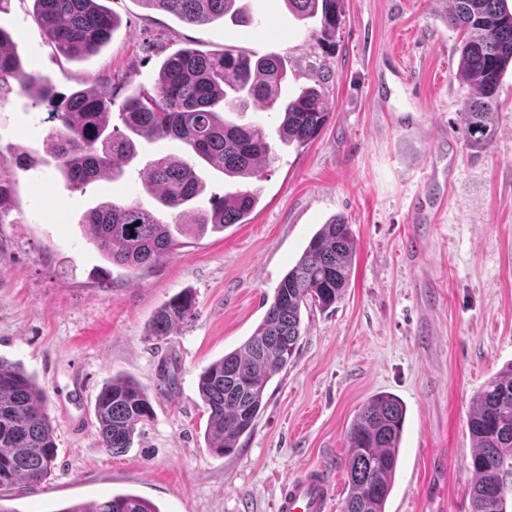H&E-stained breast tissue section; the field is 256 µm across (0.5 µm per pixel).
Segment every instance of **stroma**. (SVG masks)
<instances>
[{
	"label": "stroma",
	"mask_w": 512,
	"mask_h": 512,
	"mask_svg": "<svg viewBox=\"0 0 512 512\" xmlns=\"http://www.w3.org/2000/svg\"><path fill=\"white\" fill-rule=\"evenodd\" d=\"M248 3L259 24L231 27L107 0L122 26L82 62L56 51L30 0L0 13L24 67L61 94L128 72L149 89L173 51L234 46L287 57L296 78L286 97L325 75L331 106L314 141L278 148L255 176L205 172L200 206L238 189L259 193L249 223L185 239L133 273L105 261L78 221L106 199L152 204L145 159L183 157L185 146L145 145L122 179L74 191L45 162L48 106L0 92V184L11 194L0 211V358L45 391L58 447L38 490L0 492L14 512H61L116 493L140 495L160 512H274L282 484L309 466L329 471L332 512H343L346 432L378 393L406 408L385 512L470 510L468 417L477 393L512 363V68L501 80L493 143L472 149L461 129L474 90L456 76L461 34L442 19L445 0H344L326 43L319 18H296L283 0ZM20 148L37 168L16 166ZM442 160L452 163L451 182L427 181ZM334 216L357 242L344 298L303 310L297 350L269 382L255 428L235 454H210L199 373L254 333L281 279ZM185 290L195 297L194 322L151 337L156 309ZM120 373L146 388L153 417L115 455L98 442L94 403ZM168 376L176 388L160 392Z\"/></svg>",
	"instance_id": "35a3bbf8"
}]
</instances>
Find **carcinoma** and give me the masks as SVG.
<instances>
[{
	"label": "carcinoma",
	"mask_w": 512,
	"mask_h": 512,
	"mask_svg": "<svg viewBox=\"0 0 512 512\" xmlns=\"http://www.w3.org/2000/svg\"><path fill=\"white\" fill-rule=\"evenodd\" d=\"M148 8L182 22L203 25L220 19L251 26L253 17L240 0H141ZM300 18L320 17L321 40L336 35L343 0H283ZM506 0H450L444 21L463 31L457 76L476 96L464 101L462 137L468 146L486 148L494 138L493 112L503 72L512 63V10ZM33 18L65 57L97 54L118 27L100 0H33ZM288 60L279 55L257 59L234 48L204 52L182 48L162 61L150 90L139 88L116 103L115 86L128 77H109L96 88L58 101L49 77L25 69L11 37L0 28V90L17 87L51 107L55 122L48 135L50 158L74 190H86L101 174L117 180L139 154V140H178L185 158L157 154L147 163L146 184L155 203L101 201L79 220L84 237L110 263L137 271L149 268L181 246L180 235L202 238L232 224H246L258 203L249 190L211 197L203 168L229 178L255 175L274 159L275 149L257 125L237 124L227 113L249 107L281 114V146L306 145L329 119L328 100L318 85L280 98L288 83ZM118 107L121 125L112 124ZM190 216V224H168L161 214ZM356 242L350 225L332 218L311 237L296 264L275 289L257 329L242 345L210 363L198 376V393L208 413L206 448L222 457L233 453L252 430L263 407L268 383L288 367L300 338L302 309H329L349 287ZM195 298L184 291L155 313L150 335L163 339L193 321ZM101 447L119 454L134 443L138 425L153 416L147 390L129 376L115 375L95 398ZM405 408L390 393L368 400L347 432L346 468L350 490L344 512H385L402 439ZM468 431L474 443L470 467L471 512H506L507 477H512V368L490 379L473 400ZM57 458L55 431L46 396L22 367L0 359V489L37 488ZM58 512H160L132 493L92 504L77 503Z\"/></svg>",
	"instance_id": "1"
}]
</instances>
